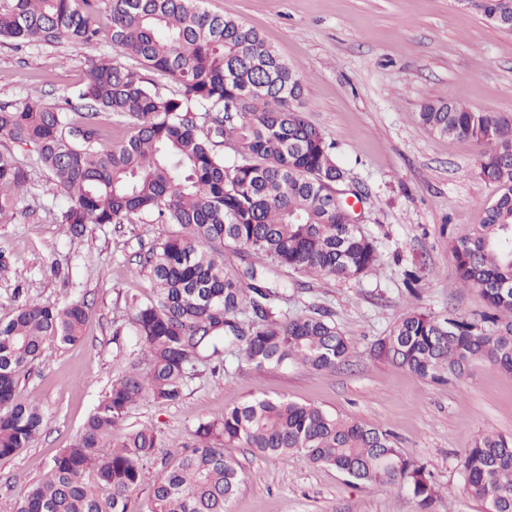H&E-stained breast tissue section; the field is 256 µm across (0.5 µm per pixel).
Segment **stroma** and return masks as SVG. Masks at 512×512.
Segmentation results:
<instances>
[{"mask_svg":"<svg viewBox=\"0 0 512 512\" xmlns=\"http://www.w3.org/2000/svg\"><path fill=\"white\" fill-rule=\"evenodd\" d=\"M213 13L256 30L303 80L297 108L334 146L346 186L364 194L363 230L374 238L381 265L355 279L310 278L288 269V312L325 309L353 347L348 362L330 372L292 363L254 368L242 354L224 366L197 365L177 402L150 398L133 406L128 425L159 433L147 471L160 472L169 454L192 444L202 422L257 397L311 404L348 421L377 427L397 447L425 463L439 494L429 510L395 485H354L336 469L296 455L264 457L239 443L225 445L243 482L227 512H485L463 492L458 457L480 433L512 435V376L486 364L462 379L437 384L375 357L373 346L410 310L440 318L480 320L488 308L462 287L449 250L451 237L482 223L497 197L479 174V148L465 139L430 132L418 118L426 101L447 99L476 112L512 113V33L487 25L456 0H205ZM91 48L68 43H0V99H18L30 87L47 102L71 94L92 60L109 58L131 69L140 62L113 47L109 19ZM30 172L11 221L0 222V319H8L16 292L58 308L89 307L83 338L47 345L21 377L20 399L40 404L41 432L0 459V512H15L28 489L79 436L98 401L131 365L148 369L136 344L130 297L147 299L151 283L142 264L171 224L134 218L87 225L76 239L57 217L64 194L38 167L36 154L0 138ZM424 266L409 294L404 269Z\"/></svg>","mask_w":512,"mask_h":512,"instance_id":"obj_1","label":"stroma"}]
</instances>
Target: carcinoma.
<instances>
[{
    "instance_id": "carcinoma-1",
    "label": "carcinoma",
    "mask_w": 512,
    "mask_h": 512,
    "mask_svg": "<svg viewBox=\"0 0 512 512\" xmlns=\"http://www.w3.org/2000/svg\"><path fill=\"white\" fill-rule=\"evenodd\" d=\"M488 25L512 29V0H457ZM203 0H0V39L90 48L97 19L110 17L112 45L168 77L170 92L137 70L92 62L85 82L60 103L38 88L0 100V137L29 145L69 204L58 216L78 236L88 224H120L148 213L178 231L147 256L152 296L131 299L134 334L149 358L112 383L78 440L53 460L50 479L31 487L16 512H133L132 493L159 447L157 430L114 429L144 398H182L197 361L223 360L237 348L258 370L292 361L332 371L352 348L325 311L290 316L279 285L251 264L235 271L224 248L263 256L271 268L353 279L380 265L374 239L350 223L336 195L345 171L333 145L292 101L302 76L260 35L202 7ZM107 112L134 134L102 149ZM203 119L198 124L197 119ZM419 121L431 132L481 149L480 175L497 185L483 223L450 240L461 283L494 310H512V113L474 112L444 99L425 103ZM230 145L234 158L216 151ZM30 180L0 151V217L15 208ZM251 324L237 321L242 307ZM89 318L79 302L53 308L35 300L0 321V458L39 433L40 408L18 397L23 372L46 345L65 346ZM374 351L435 383L461 379L477 363L512 375V324L482 327L457 317L404 314ZM197 443L153 478V512H226L242 482L224 444L239 442L280 460L300 454L353 483L397 485L427 507L436 495L426 467L372 426L318 406L255 398L196 430ZM463 488L486 512H512V436L479 435L460 457ZM94 473L93 482L85 474Z\"/></svg>"
}]
</instances>
